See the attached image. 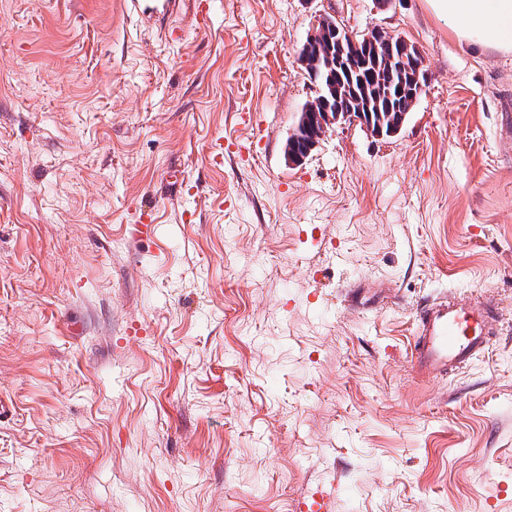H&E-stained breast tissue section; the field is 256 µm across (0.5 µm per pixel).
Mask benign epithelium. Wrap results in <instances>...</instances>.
Returning a JSON list of instances; mask_svg holds the SVG:
<instances>
[{"mask_svg": "<svg viewBox=\"0 0 512 512\" xmlns=\"http://www.w3.org/2000/svg\"><path fill=\"white\" fill-rule=\"evenodd\" d=\"M325 38L315 41L314 32H309L302 48V64L313 65L311 81L315 86V96L303 106L291 134L286 140L284 155L294 165L302 164L317 149L326 135L337 127L357 123L376 137L395 136L405 126L407 113L399 112L389 124H384L382 115H373L368 102L349 90L348 86L336 83V69L352 67L358 70L362 55L358 53L359 42L348 29H336V19L322 16L318 20ZM339 39H334L336 33ZM364 43L373 55H394L402 49L405 40L388 35L387 40L377 44L372 35L365 36Z\"/></svg>", "mask_w": 512, "mask_h": 512, "instance_id": "benign-epithelium-1", "label": "benign epithelium"}]
</instances>
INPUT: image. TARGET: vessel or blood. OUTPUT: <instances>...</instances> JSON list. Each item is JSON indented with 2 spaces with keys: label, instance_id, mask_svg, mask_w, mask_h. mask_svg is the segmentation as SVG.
I'll list each match as a JSON object with an SVG mask.
<instances>
[{
  "label": "vessel or blood",
  "instance_id": "obj_1",
  "mask_svg": "<svg viewBox=\"0 0 512 512\" xmlns=\"http://www.w3.org/2000/svg\"><path fill=\"white\" fill-rule=\"evenodd\" d=\"M128 9L140 22L166 28L177 0H154L143 7L142 0H126ZM485 312L482 308L462 309L453 303H440L420 315L419 334L411 361L419 369L442 370L461 367L486 350Z\"/></svg>",
  "mask_w": 512,
  "mask_h": 512
}]
</instances>
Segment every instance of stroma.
<instances>
[{"mask_svg": "<svg viewBox=\"0 0 512 512\" xmlns=\"http://www.w3.org/2000/svg\"><path fill=\"white\" fill-rule=\"evenodd\" d=\"M210 10L165 40L122 0H0V512H512V54L427 0ZM321 13L428 81L396 136L292 165ZM447 299L489 349L416 369ZM387 32V31H386ZM388 33L387 40L382 44H377V42L372 37V34H368L365 36L364 43L368 46L366 54L370 52V50H373V55L377 58L380 56L381 53L384 55H390L391 58L394 57L395 48L398 50H402V47L406 44L407 47H409L408 43H405L406 41L402 39L401 37L394 36L392 34Z\"/></svg>", "mask_w": 512, "mask_h": 512, "instance_id": "1", "label": "stroma"}]
</instances>
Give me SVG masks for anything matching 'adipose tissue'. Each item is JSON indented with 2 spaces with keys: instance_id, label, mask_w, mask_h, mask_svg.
Here are the masks:
<instances>
[{
  "instance_id": "ef3b65f1",
  "label": "adipose tissue",
  "mask_w": 512,
  "mask_h": 512,
  "mask_svg": "<svg viewBox=\"0 0 512 512\" xmlns=\"http://www.w3.org/2000/svg\"><path fill=\"white\" fill-rule=\"evenodd\" d=\"M428 4L460 42L512 52V0H428Z\"/></svg>"
}]
</instances>
